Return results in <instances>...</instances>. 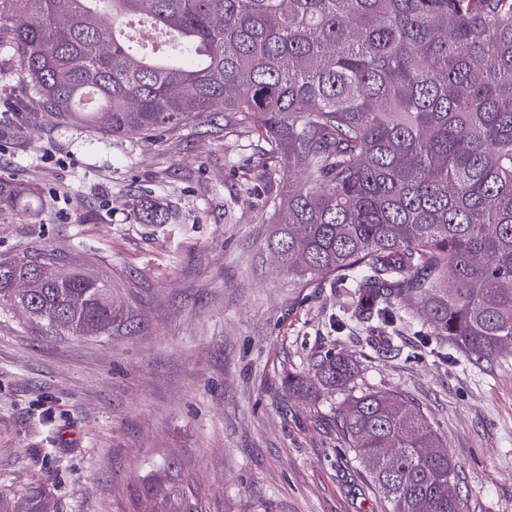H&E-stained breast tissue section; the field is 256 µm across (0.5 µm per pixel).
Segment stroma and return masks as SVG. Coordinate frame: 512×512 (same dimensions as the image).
Masks as SVG:
<instances>
[{
  "label": "stroma",
  "mask_w": 512,
  "mask_h": 512,
  "mask_svg": "<svg viewBox=\"0 0 512 512\" xmlns=\"http://www.w3.org/2000/svg\"><path fill=\"white\" fill-rule=\"evenodd\" d=\"M34 103L0 49V176L42 201L0 216V259L41 255L104 282L126 322L82 336L0 309V490L42 488L55 512H130L143 477L175 459L207 512H387L336 427L347 392L284 384L330 351L357 360L356 391L425 414L464 512H512V353L422 357L407 326L401 352L374 354L331 277L299 278L269 249L258 142L223 113L118 139ZM143 199L168 223H141Z\"/></svg>",
  "instance_id": "1"
}]
</instances>
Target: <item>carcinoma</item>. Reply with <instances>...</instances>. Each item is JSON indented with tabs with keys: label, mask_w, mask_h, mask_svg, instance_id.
<instances>
[{
	"label": "carcinoma",
	"mask_w": 512,
	"mask_h": 512,
	"mask_svg": "<svg viewBox=\"0 0 512 512\" xmlns=\"http://www.w3.org/2000/svg\"><path fill=\"white\" fill-rule=\"evenodd\" d=\"M142 20L174 39L165 57L126 43ZM1 44L59 119L128 138L222 112L257 135L269 247L301 278L333 277L372 331L412 322L413 298L426 354L445 357L443 338L476 363L512 347V0H0ZM278 165L304 179L279 192ZM40 203L0 177V214ZM168 219L141 205L142 223ZM41 265L0 262V308ZM29 302L72 334L124 322L111 290L75 272ZM357 370L328 354L316 380L285 384L343 389ZM336 423L391 512H463L456 462L426 452L438 437L404 397L365 392ZM135 499L137 512H206L176 461Z\"/></svg>",
	"instance_id": "obj_1"
}]
</instances>
